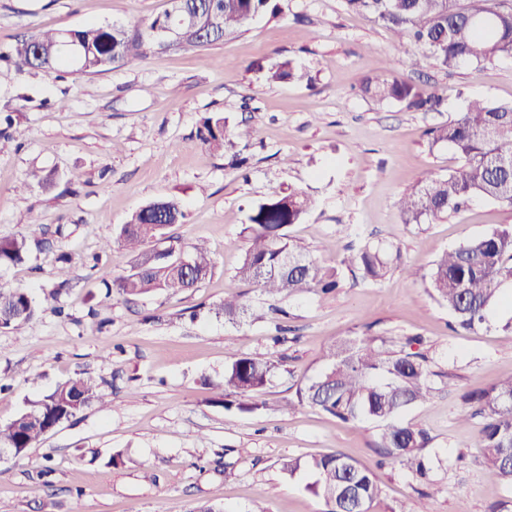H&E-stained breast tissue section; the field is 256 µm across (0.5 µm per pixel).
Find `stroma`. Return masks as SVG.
Returning a JSON list of instances; mask_svg holds the SVG:
<instances>
[{
	"label": "stroma",
	"instance_id": "1",
	"mask_svg": "<svg viewBox=\"0 0 512 512\" xmlns=\"http://www.w3.org/2000/svg\"><path fill=\"white\" fill-rule=\"evenodd\" d=\"M274 20L218 42L204 55L157 52L132 68L58 79L17 74L0 62V110L14 112L0 131V238L34 235L26 212L62 228L52 249L0 267V287L42 298L57 282L56 256H72L65 316L41 311L0 330V425L58 383L87 372L111 383L112 402L91 405L19 457L0 460V512H189L200 502L250 512H323L288 458L341 451L369 466L382 489L372 512H488L512 501V488L481 464L475 445L482 420L459 421L461 397L512 376V334L481 329L457 335L447 308L405 269L429 272L444 250L512 225V209L476 199L458 213L406 222L396 202L428 176L461 160L450 146L429 145L426 129L446 122L468 100L512 102V58L444 71L426 60L420 74L445 99L440 112L378 105L357 88L367 75L404 80L410 49L382 26L345 10L343 0H280ZM169 0H0V49L45 29L128 24L163 13ZM290 58L309 81L266 79ZM224 113L228 130L253 129L247 175L196 138L202 116ZM51 185L24 188L31 172ZM313 205L291 236L325 263L338 241L358 250L383 243L395 252L380 282L339 267L329 295L269 296L235 277L247 248L249 207L283 192ZM174 196L186 218L168 234L174 245L205 241L213 274L188 293L154 292L128 300L105 285L127 274L131 258L111 241L149 202ZM240 294L250 315L233 324L217 314L225 293ZM97 317H90L89 307ZM283 309L288 340L272 346L273 311ZM387 345L422 338L443 374L433 399L409 409L426 429L427 481L374 451V423L342 422L296 404L300 383L321 368L322 352L349 336ZM275 350L285 358L253 413L225 410L224 364L230 351ZM232 477H225V468Z\"/></svg>",
	"mask_w": 512,
	"mask_h": 512
}]
</instances>
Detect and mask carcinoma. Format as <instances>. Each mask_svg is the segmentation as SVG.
I'll list each match as a JSON object with an SVG mask.
<instances>
[{
  "label": "carcinoma",
  "mask_w": 512,
  "mask_h": 512,
  "mask_svg": "<svg viewBox=\"0 0 512 512\" xmlns=\"http://www.w3.org/2000/svg\"><path fill=\"white\" fill-rule=\"evenodd\" d=\"M170 8L147 21L129 25H85L67 31H40L16 42L0 53L18 74L43 71L48 74H93L133 67L157 52L148 34L165 24L175 12L187 17L206 0H170ZM346 8L387 29L399 43L414 49L411 66L420 58H431L441 68L463 64L482 65L512 57V0H344ZM216 29L209 35L188 38L171 47L173 51H203L227 37L245 31L255 19L280 14L279 0H216ZM273 82L310 80L293 60L284 59L268 71ZM359 92L378 103H397L415 112H439L444 99L427 84L391 79L384 74L365 77ZM430 145L453 147L461 166L446 176H429L398 199L406 222L419 224L460 211L475 198L512 207V104L473 99L446 123L426 130ZM197 138L213 151H232L231 165L242 170L248 157L234 150L226 119L219 112L202 117ZM312 201L297 192L268 197L255 204L247 215L244 232L248 248L236 278L255 285L270 295H300L312 291L330 294L339 287L337 269L311 259L304 246L292 239L288 227L299 223ZM185 212L174 197L155 200L135 211L121 225L115 244L133 260L131 273L107 286L128 299L155 291H190L208 278L214 259L203 244L187 250L189 268L176 263L182 248L169 245L152 252L143 246L181 224ZM45 239L26 235L0 239V267L23 263ZM389 249L368 245L357 255H343L340 264L356 268L364 278L382 279L389 264ZM62 263L60 281L36 301L29 292L0 288V329L32 321L40 304H49L58 314L61 288L69 284L68 254ZM412 281L422 280L431 297L448 308L450 327L470 333L488 327L489 310L502 291L512 287V227H499L469 238L440 254L428 275L407 271ZM224 318L240 322L247 308L239 296L229 295L219 305ZM409 339L398 348H387L379 336L347 337L334 341L323 353L322 371L297 388L298 402L307 404L343 422L377 423L375 448L379 456L423 478L427 468L420 451L429 442L425 429L403 419L411 407L429 400L434 391L429 357L410 349ZM281 361L268 353H232L224 366V398L219 403L229 410L252 413L265 406L255 395L270 382ZM108 403L106 394L91 377L78 375L32 403L14 420L0 426L1 448H32L56 426L75 417L93 404ZM459 420L484 417L476 447L483 449V464L498 480L512 486V376L487 389L463 396ZM282 470L294 476L303 470L313 476L306 489L322 499L325 512H371L381 489L371 469L341 451L309 460L290 458Z\"/></svg>",
  "instance_id": "cac0c4a2"
}]
</instances>
